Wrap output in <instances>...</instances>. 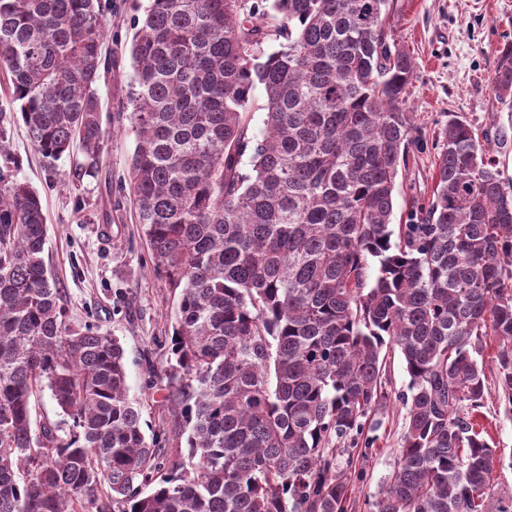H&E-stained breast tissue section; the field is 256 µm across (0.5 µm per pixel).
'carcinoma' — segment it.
I'll use <instances>...</instances> for the list:
<instances>
[{"instance_id":"carcinoma-1","label":"carcinoma","mask_w":512,"mask_h":512,"mask_svg":"<svg viewBox=\"0 0 512 512\" xmlns=\"http://www.w3.org/2000/svg\"><path fill=\"white\" fill-rule=\"evenodd\" d=\"M388 11L149 0L135 22L129 194L180 290L166 401L183 427L160 448L119 339L66 319L40 196L9 143L20 119L46 169L76 143L72 183L98 176L112 0H0V512H90L103 496L112 512H348L351 450L374 447L390 400L385 347L409 378L407 421L366 512H512L475 424L489 336L512 403V188L450 114L429 199L391 227L422 145L405 98L415 62L389 43ZM492 83L512 98V42ZM44 387L64 435L33 415Z\"/></svg>"}]
</instances>
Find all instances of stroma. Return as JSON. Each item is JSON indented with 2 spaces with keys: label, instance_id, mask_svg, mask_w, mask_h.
<instances>
[{
  "label": "stroma",
  "instance_id": "stroma-1",
  "mask_svg": "<svg viewBox=\"0 0 512 512\" xmlns=\"http://www.w3.org/2000/svg\"><path fill=\"white\" fill-rule=\"evenodd\" d=\"M112 49L119 67L99 95L102 120L112 133L98 178L72 187V160L62 157L48 178L23 124H15L11 147L21 178L39 193L47 218L45 258L61 291L68 321L92 324L116 336L124 348L130 395L143 407L145 434L171 430L175 418L165 399L177 296L154 270V261L126 190L135 149L128 113L119 100L134 74L128 49L133 22L148 0H115ZM390 40L409 53L415 72L407 87L408 105L424 137V151L399 173L394 213L406 215L411 198L432 190L433 160L449 115L467 121L496 157L501 178L512 182V103L492 89L495 51L512 42V0H391ZM380 439L358 465L364 476L353 492L352 512L381 488L396 460L406 410L388 402L381 413ZM478 421L496 448L492 489L512 495V404L491 391Z\"/></svg>",
  "mask_w": 512,
  "mask_h": 512
}]
</instances>
